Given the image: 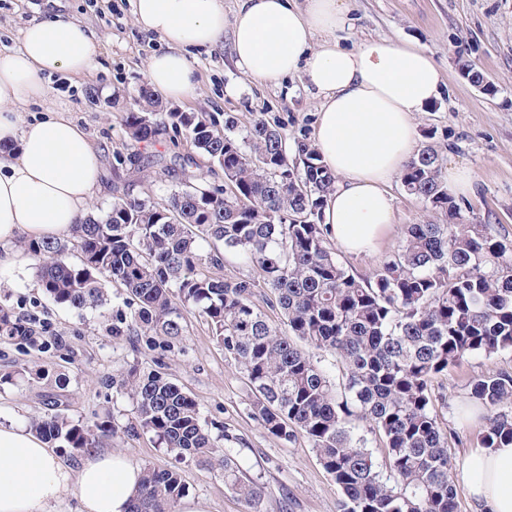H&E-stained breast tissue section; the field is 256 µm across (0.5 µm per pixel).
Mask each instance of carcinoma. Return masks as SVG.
Here are the masks:
<instances>
[{
  "label": "carcinoma",
  "instance_id": "carcinoma-1",
  "mask_svg": "<svg viewBox=\"0 0 512 512\" xmlns=\"http://www.w3.org/2000/svg\"><path fill=\"white\" fill-rule=\"evenodd\" d=\"M125 127L133 151L116 166L136 170L140 145L184 132L224 187L195 174L190 155L164 168L182 186L167 203L122 194L105 215L74 225L68 240L29 242L45 294L82 310L105 304L108 285L123 288L133 312L115 316V336L178 340L186 314L196 312L243 375L260 427L285 442L307 438L339 488L336 512H459L441 418L448 398L435 382L467 357L512 351V240L463 221L435 151L420 150L401 183L446 223L409 225L398 251L364 280L343 265L322 224L336 176L309 142H295L291 157L277 126L260 120L238 134L194 112L161 121L128 112ZM226 250L259 277L215 276ZM260 288L282 326L254 304ZM327 357L343 365L342 381L323 365ZM120 386L160 447L180 462L220 469L248 512H259L260 485L245 476L235 449L211 437L190 394L161 371L130 372ZM51 405L54 412L32 422L36 435L75 452L96 447L103 426L75 424L58 401ZM460 413L483 419L477 447L511 445L512 371L472 379ZM357 419L385 443L386 470L355 432ZM185 493L178 466H147L130 512H175Z\"/></svg>",
  "mask_w": 512,
  "mask_h": 512
}]
</instances>
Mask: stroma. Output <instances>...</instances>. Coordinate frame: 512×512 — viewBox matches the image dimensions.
<instances>
[{
    "label": "stroma",
    "mask_w": 512,
    "mask_h": 512,
    "mask_svg": "<svg viewBox=\"0 0 512 512\" xmlns=\"http://www.w3.org/2000/svg\"><path fill=\"white\" fill-rule=\"evenodd\" d=\"M98 39L96 67L89 77L61 72L44 75L47 95L20 113L21 122L45 110H63L88 134L100 157V184L89 211L102 215L115 196L127 193L161 200L176 186L161 181L162 166L179 162L190 151L186 141L162 138L144 151L137 173L112 171L116 155L128 153L130 141L123 117L138 111L139 93L147 86L145 65L160 49L157 36L133 21L131 0H112L99 11L93 0H60ZM350 25L339 32L342 44L354 47L369 39L411 44L427 53L443 73L441 96L416 117L419 146L437 151L442 166L469 170L471 194L458 200L465 218L488 225L492 234L512 238V0H348ZM50 0H0V52L20 46V31L45 18ZM198 74L194 93L167 102L163 111L195 112L238 129L262 119L278 125L288 141L311 139L318 101L302 82L289 78L259 83L237 69L228 50L200 49L191 55ZM471 66L491 85L475 87L460 74ZM393 222L374 254L340 252L354 275L369 279L383 260L396 252L408 225L437 222L441 216L422 200L409 196L400 180L388 187ZM0 305L19 315L32 310L44 319L39 346L0 336V423L29 426L49 412L59 397L73 422L107 424L98 450L124 454L139 466L166 467L170 456L151 433L138 429L135 402L117 381L134 370L168 375L213 422L214 437L228 438L240 451L249 477L263 486L260 512H336L339 489L320 465L310 443L298 437L287 443L265 433L250 413L247 387L238 369L225 358L206 323L188 314L182 340L116 336L112 317L124 299L112 294L97 310L78 312L54 304L43 293L33 264L0 270ZM512 370V353L491 358L472 356L443 377L448 393L444 424L453 435L454 460L472 450L484 428L482 419H463L457 408L467 399V386L478 375ZM188 498L201 501L206 512H246L245 503L214 469L193 461L182 463Z\"/></svg>",
    "instance_id": "1"
}]
</instances>
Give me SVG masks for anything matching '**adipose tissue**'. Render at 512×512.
Instances as JSON below:
<instances>
[{"label":"adipose tissue","mask_w":512,"mask_h":512,"mask_svg":"<svg viewBox=\"0 0 512 512\" xmlns=\"http://www.w3.org/2000/svg\"><path fill=\"white\" fill-rule=\"evenodd\" d=\"M136 25L167 46L146 63L151 92L188 98L197 85L189 56L230 45L237 69L259 81L299 77L319 100L313 145L336 175L322 209L343 249L375 250L392 222L389 183L416 153L415 116L444 85L433 59L411 46L368 40L347 49L337 34L349 23L344 0H132ZM17 50L0 54V270L26 259L19 236L65 239L85 217L100 175L86 133L58 111L18 127L16 107L44 98L46 74L87 75L97 43L62 13L31 22ZM461 472L477 512H512V445L476 448ZM143 470L101 453L70 472L45 442L0 425V512H51L75 492L84 512H129Z\"/></svg>","instance_id":"adipose-tissue-1"}]
</instances>
